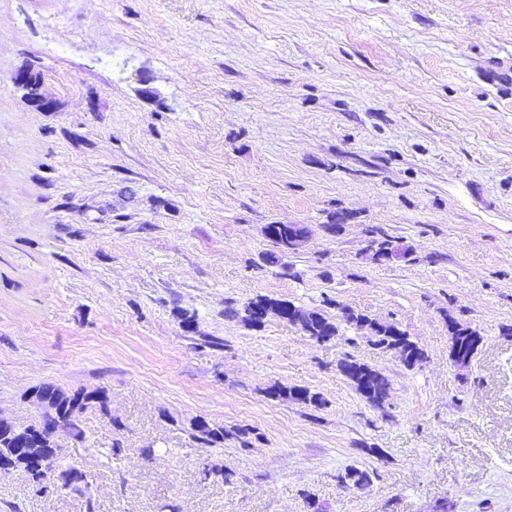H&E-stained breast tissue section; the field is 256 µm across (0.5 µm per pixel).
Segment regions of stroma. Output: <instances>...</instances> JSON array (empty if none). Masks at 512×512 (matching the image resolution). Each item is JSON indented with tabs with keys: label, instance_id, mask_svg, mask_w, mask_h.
<instances>
[{
	"label": "stroma",
	"instance_id": "stroma-1",
	"mask_svg": "<svg viewBox=\"0 0 512 512\" xmlns=\"http://www.w3.org/2000/svg\"><path fill=\"white\" fill-rule=\"evenodd\" d=\"M260 296L336 338L230 317ZM452 318L483 338L466 371ZM44 383L107 399L56 441L91 492L1 473L0 512H512V0H0V415L36 422ZM17 88L24 92V96L35 106L44 109L52 104L42 92L43 77L40 72L33 69L19 71L13 78ZM295 225L296 224H270V226L273 227L274 232L273 237H269L268 239L278 246L279 241L288 236V238L283 239V241L280 242L282 252L290 253L297 250L302 247L308 237L307 231L302 225H298L297 231L288 235V233L294 229ZM376 333L375 345L393 349L405 367H415L426 359V354L420 345L411 340L396 324H384ZM339 369L359 394H362V388H369L377 397L387 398L391 383L381 371L357 360H345L339 364ZM271 397H286L291 400L300 401L303 404H311L315 407H319L322 404V398L317 393H312L310 390L304 387H289L281 388L275 387L269 391ZM194 436L202 444L211 447L224 441V428L204 418L195 419L192 424Z\"/></svg>",
	"mask_w": 512,
	"mask_h": 512
}]
</instances>
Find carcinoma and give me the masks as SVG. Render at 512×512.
I'll use <instances>...</instances> for the list:
<instances>
[{
    "label": "carcinoma",
    "instance_id": "obj_1",
    "mask_svg": "<svg viewBox=\"0 0 512 512\" xmlns=\"http://www.w3.org/2000/svg\"><path fill=\"white\" fill-rule=\"evenodd\" d=\"M313 316L315 327L311 329L310 335L314 336L316 341L326 342L337 336L338 327L335 323L316 311L313 312ZM375 345L394 350L400 362L407 368H412L426 359L420 345L392 323L384 324L377 330ZM339 369L348 380L354 381L353 387L357 392L369 388L377 397L387 398L391 383L381 371L357 360H345L339 364ZM32 393L46 397L49 408L38 421L24 428L21 438L13 435L9 427L0 425V464L9 463L23 471L29 484L36 487L39 492L60 485L79 492L89 488L87 479L72 470L57 469L60 449L54 446L51 435L54 430L65 428L75 440H83L80 414L94 404L104 411L107 410L106 397L100 392H87L83 389L67 393L49 383L39 385ZM269 395L275 398L286 397L316 407L322 404L319 394L304 387H275L269 391ZM192 429L195 438L209 447L224 441V427L203 418L194 420ZM341 481L355 487H364L370 483V477L359 469H348L341 476Z\"/></svg>",
    "mask_w": 512,
    "mask_h": 512
}]
</instances>
